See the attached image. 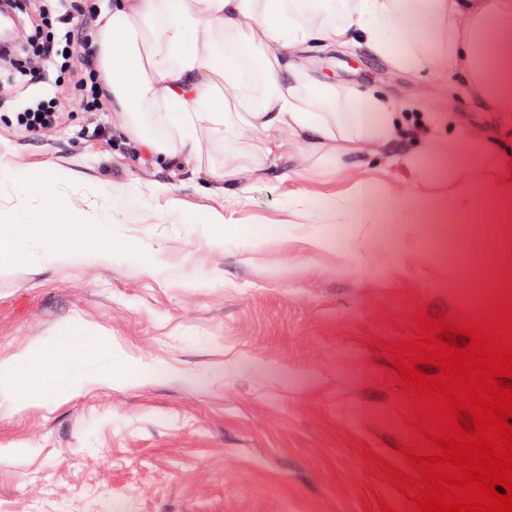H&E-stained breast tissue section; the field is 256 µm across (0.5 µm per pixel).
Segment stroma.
Masks as SVG:
<instances>
[{"instance_id":"35a3bbf8","label":"stroma","mask_w":512,"mask_h":512,"mask_svg":"<svg viewBox=\"0 0 512 512\" xmlns=\"http://www.w3.org/2000/svg\"><path fill=\"white\" fill-rule=\"evenodd\" d=\"M413 37L429 56L413 74L362 42L288 54L340 93L404 114L385 145L333 165L246 129L228 144L200 131V162L173 166L126 133L107 97L32 136L17 113L50 87L16 80L0 99V167L53 170L68 201L144 253L0 272V362L72 326L96 339L89 372L125 360L112 383L59 401L17 411L0 396V512H366L373 494L401 508L364 460L405 468L395 445L412 434L382 345L414 339L417 313L468 320L486 307L462 296L464 278L431 242L465 227L492 244L512 238V225L489 221L490 174L465 163L477 147L499 152L501 115L449 72L443 29L421 23ZM438 115L453 125L442 139ZM265 147L228 203L210 168ZM364 180L372 223L313 224L292 206ZM463 191L474 212L438 223L437 197ZM188 213L202 223H184Z\"/></svg>"}]
</instances>
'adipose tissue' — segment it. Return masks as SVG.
I'll list each match as a JSON object with an SVG mask.
<instances>
[{"mask_svg":"<svg viewBox=\"0 0 512 512\" xmlns=\"http://www.w3.org/2000/svg\"><path fill=\"white\" fill-rule=\"evenodd\" d=\"M304 9L324 11L327 19L305 24L298 18ZM246 16L255 22L247 32ZM103 18L95 44L112 109L134 140L174 164L200 161L203 128L224 139L247 128L319 145L384 142L400 118L391 104L370 94L339 96L332 85L289 72L284 53L355 33L393 67L413 72L427 62L411 36L420 20L445 26L449 69L512 127V0H114ZM246 46L259 55L260 68L245 67ZM248 77L264 88L259 102L242 93ZM12 176L43 207L21 234L0 236V271L37 257L56 262L78 253L108 261L135 252L111 225L74 214L50 173L16 169ZM367 189L358 183L346 196L309 203L303 215L369 223ZM93 346L80 327L67 342L39 341L0 364V394L18 411L56 399L57 384L79 378Z\"/></svg>","mask_w":512,"mask_h":512,"instance_id":"ef3b65f1","label":"adipose tissue"}]
</instances>
